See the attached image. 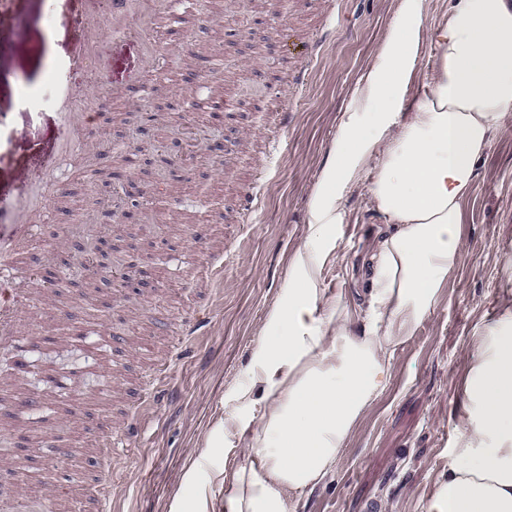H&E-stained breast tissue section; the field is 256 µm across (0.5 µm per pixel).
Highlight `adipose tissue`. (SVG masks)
I'll list each match as a JSON object with an SVG mask.
<instances>
[{
	"instance_id": "obj_1",
	"label": "adipose tissue",
	"mask_w": 512,
	"mask_h": 512,
	"mask_svg": "<svg viewBox=\"0 0 512 512\" xmlns=\"http://www.w3.org/2000/svg\"><path fill=\"white\" fill-rule=\"evenodd\" d=\"M420 3L397 0L316 182L307 242L255 352L250 387L262 410L224 426L225 438L249 436L224 512H288L290 495L325 479L381 388L391 348L414 335L455 270L477 169L512 112V0H450L431 28ZM424 35L433 68L412 112L393 122ZM376 156L368 191L392 230L371 256L357 330L319 276L342 190ZM474 336L461 432L428 512H512V311Z\"/></svg>"
}]
</instances>
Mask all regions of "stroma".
Returning <instances> with one entry per match:
<instances>
[{
    "label": "stroma",
    "instance_id": "35a3bbf8",
    "mask_svg": "<svg viewBox=\"0 0 512 512\" xmlns=\"http://www.w3.org/2000/svg\"><path fill=\"white\" fill-rule=\"evenodd\" d=\"M396 0H202L182 11L191 53L165 25L113 38L93 0H0V206L47 176L49 218L26 261L36 273L24 314L21 363L0 372V512H74L112 488L111 512H224L242 441L224 422L259 413L244 397L266 320L307 241L310 202L330 161L352 93L395 19ZM103 25L91 56L78 55L89 19ZM322 43L306 67L290 36ZM158 75L142 97L134 74ZM235 101L236 122L217 133L202 96ZM88 101L110 157L68 155L62 115ZM290 108L286 128L273 132ZM489 149L465 205L458 266L416 334L393 347L380 394L324 483L293 512H426L448 474L463 411V381L477 326L512 309V114ZM223 138L217 151L210 141ZM372 159L343 189L341 219L321 272L326 293L358 311L365 260L388 220L370 201ZM134 187L117 222L115 180ZM259 182L251 222L236 214ZM95 240L93 263L81 247ZM223 262L210 283L200 258ZM192 336H183L184 321ZM79 453H42L43 440ZM59 491L58 502L45 496Z\"/></svg>",
    "mask_w": 512,
    "mask_h": 512
}]
</instances>
